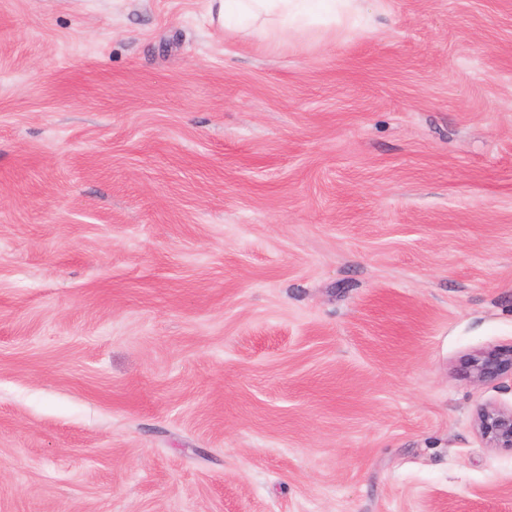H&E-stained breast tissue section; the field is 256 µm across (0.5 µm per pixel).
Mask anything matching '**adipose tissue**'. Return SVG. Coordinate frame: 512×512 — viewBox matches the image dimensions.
Instances as JSON below:
<instances>
[{
	"label": "adipose tissue",
	"instance_id": "obj_1",
	"mask_svg": "<svg viewBox=\"0 0 512 512\" xmlns=\"http://www.w3.org/2000/svg\"><path fill=\"white\" fill-rule=\"evenodd\" d=\"M364 0H208L211 22L260 39H288L315 28L333 29L363 10Z\"/></svg>",
	"mask_w": 512,
	"mask_h": 512
}]
</instances>
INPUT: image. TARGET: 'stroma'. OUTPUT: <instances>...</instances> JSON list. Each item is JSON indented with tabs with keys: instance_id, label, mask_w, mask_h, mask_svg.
Returning <instances> with one entry per match:
<instances>
[{
	"instance_id": "1",
	"label": "stroma",
	"mask_w": 512,
	"mask_h": 512,
	"mask_svg": "<svg viewBox=\"0 0 512 512\" xmlns=\"http://www.w3.org/2000/svg\"><path fill=\"white\" fill-rule=\"evenodd\" d=\"M366 5L0 0V512H512V0ZM365 0H208V17L259 40L270 30L288 39L313 28L336 29L363 10ZM468 370L477 382L492 381L508 372L512 373V348L474 355L468 362ZM476 425L490 445L512 448V408L486 405L478 411Z\"/></svg>"
}]
</instances>
